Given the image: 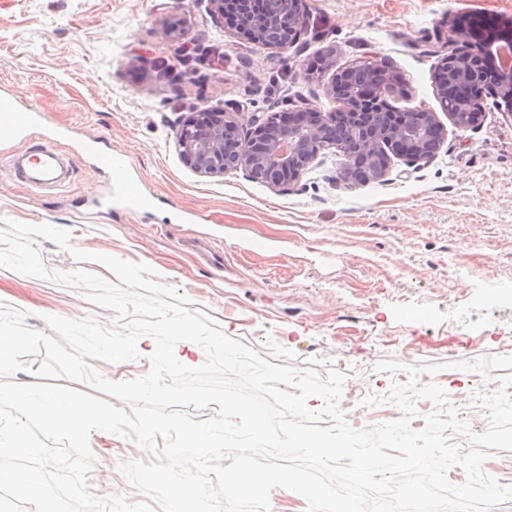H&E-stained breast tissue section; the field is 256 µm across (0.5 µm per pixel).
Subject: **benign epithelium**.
I'll return each mask as SVG.
<instances>
[{
    "mask_svg": "<svg viewBox=\"0 0 512 512\" xmlns=\"http://www.w3.org/2000/svg\"><path fill=\"white\" fill-rule=\"evenodd\" d=\"M270 14L253 9L254 0H209V12L224 17L233 11L240 28L269 49L294 43L304 28L305 0H275ZM502 43L512 44V17L502 20L497 33L485 39L474 53L468 35L454 31L448 52L433 73L436 97L442 111L459 130L477 125L484 112L482 95L458 97L448 103V90L477 85L491 87L512 107V63L491 71L478 55L493 56ZM379 82L358 77L350 68L334 71L323 86L330 98H340L342 109L329 117L315 107L256 115L241 136L236 112H192L175 128L182 161L197 173L218 176L244 170L272 188L297 185L322 151L336 146L343 151L341 177L345 181L380 180L391 171V156L415 166L433 160L447 141V128L437 113L422 107L403 112L384 111L385 92L394 89L399 75L386 65L366 59Z\"/></svg>",
    "mask_w": 512,
    "mask_h": 512,
    "instance_id": "obj_1",
    "label": "benign epithelium"
}]
</instances>
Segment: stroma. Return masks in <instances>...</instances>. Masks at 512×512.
<instances>
[{
    "mask_svg": "<svg viewBox=\"0 0 512 512\" xmlns=\"http://www.w3.org/2000/svg\"><path fill=\"white\" fill-rule=\"evenodd\" d=\"M477 16L510 17L512 0H306L300 38L271 50L213 18L208 0H0V95L47 118L29 141L0 139V222L68 230L67 250L37 239L48 270L76 269L75 248L147 264L189 310L271 363L342 373L353 428L400 416L386 397L403 377L378 371L386 359L442 364L419 383L443 388L471 419L475 392L497 391L500 373H483L476 388L456 362L512 354V115L492 95L480 124L449 128L428 164L396 158L383 179L347 182L331 149L290 190L242 170L195 172L173 128L215 107L245 126L305 102L339 111L321 90L328 53L339 67L370 58L396 70L401 83L386 96L393 108L439 110L433 71L454 26ZM172 23L176 42L166 34ZM180 55L185 63L174 66ZM49 128L72 177L61 189L33 190L1 157L38 144ZM92 140L127 155L153 208L111 204L105 175L83 149ZM0 307L24 311L26 326L41 332L48 315L117 324L81 290L8 268H0ZM154 349L144 336L137 359L90 365L122 382L149 372ZM367 394L381 405L366 406ZM90 446L93 493L139 501L118 466L149 461L152 451L104 431L92 432Z\"/></svg>",
    "mask_w": 512,
    "mask_h": 512,
    "instance_id": "stroma-1",
    "label": "stroma"
}]
</instances>
